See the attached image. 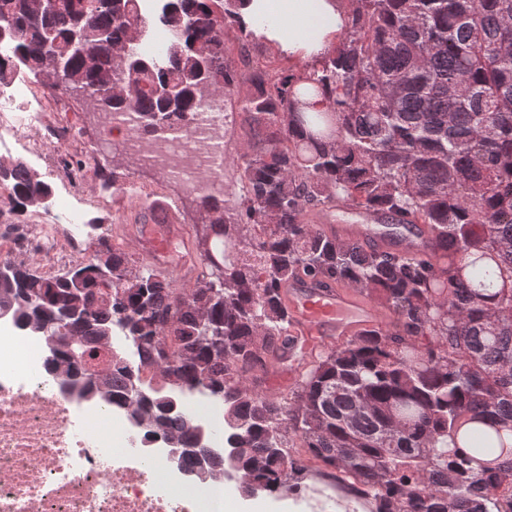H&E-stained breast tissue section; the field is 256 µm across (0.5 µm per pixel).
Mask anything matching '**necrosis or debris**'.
Instances as JSON below:
<instances>
[{"label":"necrosis or debris","mask_w":512,"mask_h":512,"mask_svg":"<svg viewBox=\"0 0 512 512\" xmlns=\"http://www.w3.org/2000/svg\"><path fill=\"white\" fill-rule=\"evenodd\" d=\"M41 109L35 94L0 90V150L25 143ZM226 122L206 103L187 122L144 137L135 115L118 113L104 142L182 186L221 196ZM0 240L14 250L34 242L52 256L82 248L77 224L18 225L6 212ZM49 356L42 337L0 330V512H224L223 480L172 482L164 454L133 452L111 410L64 394Z\"/></svg>","instance_id":"necrosis-or-debris-1"}]
</instances>
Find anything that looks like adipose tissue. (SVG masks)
Listing matches in <instances>:
<instances>
[{"label":"adipose tissue","instance_id":"adipose-tissue-1","mask_svg":"<svg viewBox=\"0 0 512 512\" xmlns=\"http://www.w3.org/2000/svg\"><path fill=\"white\" fill-rule=\"evenodd\" d=\"M245 23L263 30L289 59H309L313 48L338 41L347 21L343 0H250Z\"/></svg>","mask_w":512,"mask_h":512}]
</instances>
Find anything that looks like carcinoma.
<instances>
[{
    "label": "carcinoma",
    "instance_id": "cac0c4a2",
    "mask_svg": "<svg viewBox=\"0 0 512 512\" xmlns=\"http://www.w3.org/2000/svg\"><path fill=\"white\" fill-rule=\"evenodd\" d=\"M0 0V88L62 62L60 88L140 127L186 119L208 75L236 85L224 30L244 40L245 0ZM336 46L306 68L255 71L239 100L241 193L199 195L208 232L197 278L177 286L119 245L58 275L0 266V318L58 345L50 372L79 396L154 421L180 448L199 442L187 393L224 404L235 489H304L307 462L372 512H512V0H352ZM158 53L129 42L154 25ZM129 44L119 71L116 46ZM17 217L52 196L24 162L8 168ZM338 202L434 235L430 258L347 242L308 223ZM350 287L392 314L339 346L298 354L275 397L257 374L285 366V286ZM133 355L164 372L133 380ZM300 442L291 454L289 443Z\"/></svg>",
    "mask_w": 512,
    "mask_h": 512
}]
</instances>
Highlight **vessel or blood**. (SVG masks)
I'll use <instances>...</instances> for the list:
<instances>
[{
    "instance_id": "vessel-or-blood-1",
    "label": "vessel or blood",
    "mask_w": 512,
    "mask_h": 512,
    "mask_svg": "<svg viewBox=\"0 0 512 512\" xmlns=\"http://www.w3.org/2000/svg\"><path fill=\"white\" fill-rule=\"evenodd\" d=\"M388 219L381 214L364 215L357 224H334L331 232L339 237L362 244L389 248L402 254L419 255L426 250V234L417 226H407L405 232L389 236ZM168 224H147L142 237L151 246V255L159 260L167 271H175L178 265L169 250ZM288 306L292 315L298 345L301 351H315L333 343L338 337L353 336L379 323L380 314L355 291L308 279L290 281Z\"/></svg>"
}]
</instances>
